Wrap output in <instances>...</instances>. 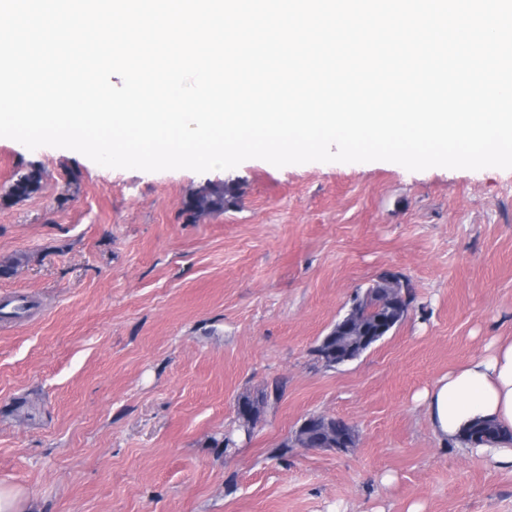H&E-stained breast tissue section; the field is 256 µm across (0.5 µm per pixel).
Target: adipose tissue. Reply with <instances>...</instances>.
<instances>
[{"mask_svg":"<svg viewBox=\"0 0 512 512\" xmlns=\"http://www.w3.org/2000/svg\"><path fill=\"white\" fill-rule=\"evenodd\" d=\"M421 399L441 444L464 445L467 453L512 470V338L495 342L484 354L441 377ZM480 420L498 426V443L465 444L467 429Z\"/></svg>","mask_w":512,"mask_h":512,"instance_id":"obj_1","label":"adipose tissue"}]
</instances>
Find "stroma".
<instances>
[{"mask_svg":"<svg viewBox=\"0 0 512 512\" xmlns=\"http://www.w3.org/2000/svg\"><path fill=\"white\" fill-rule=\"evenodd\" d=\"M43 188L1 196L29 166ZM234 183L188 221L197 189ZM0 483L24 512H512V472L434 436L424 389L512 337V169L386 161L102 167L0 138ZM392 271L414 300L360 358L314 349ZM282 393L236 448L235 404ZM311 414L353 448H278ZM235 196L234 188L226 183L208 185L186 197L182 212L187 220L194 222L198 212L206 214L222 212L224 204L230 203ZM307 421V423L311 424L313 428L311 429L312 434H305L304 429L299 432V437L301 442L303 443V448H322L319 444L320 434L317 433L319 427L328 422L330 428L333 433L347 436L350 439V448L354 445V432L352 427L342 419L334 418V417H326L323 415H311L303 420ZM302 422V423H303ZM301 423V424H302ZM300 424V425H301Z\"/></svg>","mask_w":512,"mask_h":512,"instance_id":"1","label":"stroma"}]
</instances>
